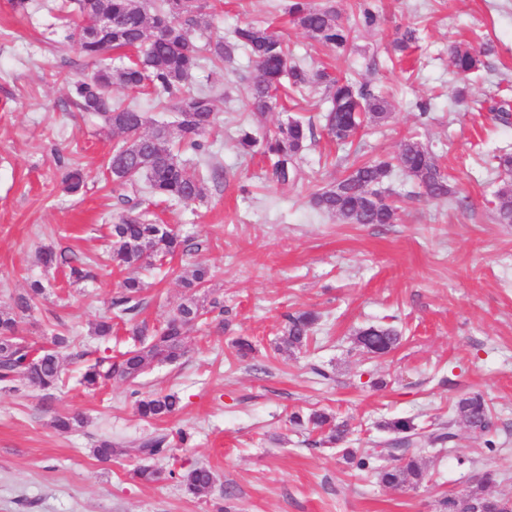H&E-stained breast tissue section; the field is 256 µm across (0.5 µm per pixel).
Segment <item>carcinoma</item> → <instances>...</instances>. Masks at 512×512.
I'll return each instance as SVG.
<instances>
[{
  "label": "carcinoma",
  "instance_id": "obj_1",
  "mask_svg": "<svg viewBox=\"0 0 512 512\" xmlns=\"http://www.w3.org/2000/svg\"><path fill=\"white\" fill-rule=\"evenodd\" d=\"M73 9L63 17L64 39L94 69L84 78L70 83L73 103L83 112L100 116L106 126L121 139L109 155L105 169L117 190L138 193L145 187L156 197L181 202L201 201L210 181L223 178L218 166L190 164L181 152L198 157L209 156L204 137L217 126L219 115L214 98L195 92L188 81L207 61L221 69L232 60L233 52L242 49L255 63V72L247 78L242 92L250 107L251 122L238 130V143L245 150L257 148L267 161L270 178L287 183L297 176V162L314 139L313 124L292 118L266 128L267 117L279 105L280 92L287 87L299 95L313 87H325L328 103L325 115L327 133L345 143L365 122H381L390 117L389 100L373 93L367 86L348 79H339L328 71L306 69L292 62L288 43L259 22L249 21L233 31V41L207 39L197 46L193 34L204 23L207 0H71ZM112 15V29L93 28L94 18ZM291 21L310 38L326 48L342 53L351 39L352 28L342 21L333 0H291L288 5ZM416 42L412 29L397 32L393 49L403 53ZM113 51H129L128 62L112 66L104 57ZM487 48L453 45L448 59L462 78L466 79L486 67ZM115 85L129 94H150L156 106L175 113L171 124H155L136 107L112 95ZM399 168L436 201L455 198L458 206L464 199L455 196L448 176L441 170L435 155L421 143L405 140L396 156L388 161L363 162L351 168L328 188L314 192L313 209L336 215L349 224H394L399 220V207L381 190L394 168ZM67 191L77 193L86 185V174L71 167L65 174ZM495 217L501 224H512V180L503 182L495 194ZM128 208L111 225L113 269L123 275L120 288L109 304V315L95 325L94 335H112V318L124 322L135 317L141 307L140 293L144 284L132 273L147 259L164 260L187 251V240L168 224H157L130 204V196L122 197ZM39 260L47 268L63 266L68 280L79 283L94 278L93 271L82 261L44 247ZM46 286L39 280L30 284L26 295L17 299L19 309L44 295ZM205 306L191 295L173 311L166 324L151 329L144 322L133 327L137 345L114 358L100 355L85 366L80 384L99 389L112 380L129 384L155 364L173 363L183 354L184 336L204 314ZM318 316L303 311L286 316L282 341L290 347H301L310 340ZM73 337L54 333L50 340L36 346L18 337L15 317L0 313V383L8 384L22 375L44 391H53L62 381L59 350L69 347ZM357 342L373 354H387L400 343L396 329L390 326H369L357 332ZM180 400L173 394L151 395L136 401V410L144 419H161L179 409ZM455 412L463 420L487 431L492 427V413L484 396L473 393L459 398ZM308 422L325 433L322 443L340 444L348 434L345 423H336L331 415L315 410L308 417L294 413L290 422ZM398 438L409 439L411 447L390 452L384 448H344L342 456L359 471L376 477L385 486H417L425 479L426 449L416 437L414 424L395 419L384 425ZM168 436L145 442L139 453L146 458L165 456L169 452ZM186 491L198 494L214 482L211 469L196 466L179 475ZM133 478L152 483L163 474L147 465L132 470ZM446 512H501L505 503L472 490L460 497L448 494L440 501Z\"/></svg>",
  "mask_w": 512,
  "mask_h": 512
}]
</instances>
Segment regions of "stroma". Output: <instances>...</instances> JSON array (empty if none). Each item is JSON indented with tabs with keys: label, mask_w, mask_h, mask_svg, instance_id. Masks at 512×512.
<instances>
[{
	"label": "stroma",
	"mask_w": 512,
	"mask_h": 512,
	"mask_svg": "<svg viewBox=\"0 0 512 512\" xmlns=\"http://www.w3.org/2000/svg\"><path fill=\"white\" fill-rule=\"evenodd\" d=\"M62 2L31 0L22 15L0 0V310L16 312L28 342H45L55 328L76 338L60 352L59 389L42 391L22 376L0 389V512H440L444 494L473 490L489 470L496 481L485 494L512 499V224L494 219L504 177L486 163L512 151V124L493 121L486 105L512 93V0H336L342 16L362 3L380 16L376 26L354 27L341 56L291 22L288 0H208L212 34L267 21L297 62L385 91L392 113L341 148L324 129L323 88L286 99L269 124L309 120L315 138L299 178L276 184L259 155L238 144L237 124L249 111L239 88L254 62L239 52L223 69L197 70L190 88L209 91L223 121L207 140L224 179L192 205L139 194L142 209L174 225L190 247L136 274L148 326L161 327L188 297L182 280L199 264L211 280L198 298L212 310L187 331L180 360L95 393L78 383V352L115 356L132 343L128 324L108 339L91 333L121 280L103 261L122 208L100 178L116 138L69 96L67 79L89 65L59 43ZM405 26L418 40L397 57L389 45ZM485 41L494 46L488 65L471 78L466 102H456L461 78L448 48ZM407 138L438 157L467 208L427 199L399 170L385 182L402 206L398 223L349 224L309 206L351 164L395 155ZM70 163L89 175L77 194L62 183ZM45 246L96 264V279L72 284L64 269L45 268ZM33 280L46 284L45 297L16 311ZM299 310L320 321L315 342L292 348L282 326ZM379 324L402 333L385 355L356 341L360 328ZM240 337L254 344L243 357L234 347ZM471 392L490 403L491 432H472L456 415L455 402ZM151 393L178 396L180 409L141 420L136 397ZM319 408L348 423V448L387 438L382 424L395 418L424 436L448 424L457 438L430 448L423 484L387 488L319 444L311 425L290 424L292 413ZM65 413L82 416V425L56 430L54 416ZM180 429L187 443L172 442L154 464L209 466L215 482L199 495L175 479L144 484L131 475L144 462L141 441ZM101 440L117 449L110 459L93 453Z\"/></svg>",
	"instance_id": "1"
}]
</instances>
